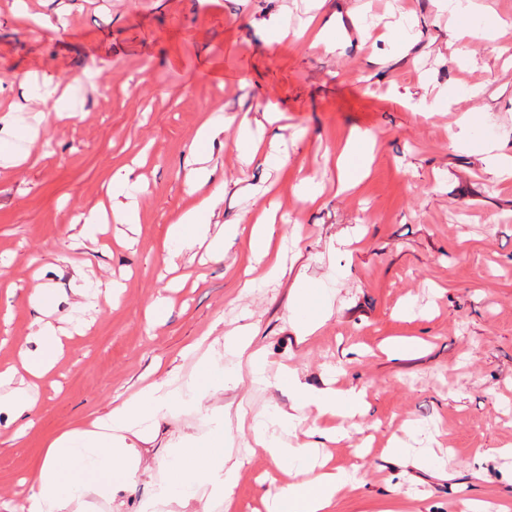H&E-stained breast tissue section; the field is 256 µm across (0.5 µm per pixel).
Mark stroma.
I'll return each mask as SVG.
<instances>
[{"label":"stroma","instance_id":"1","mask_svg":"<svg viewBox=\"0 0 512 512\" xmlns=\"http://www.w3.org/2000/svg\"><path fill=\"white\" fill-rule=\"evenodd\" d=\"M31 14L63 17L66 29L30 26L12 0H0V94L45 73L76 82L78 115L44 125L32 145L35 166L0 169V368L18 351L36 316L26 300L36 283L56 291L67 311L77 259L94 279L122 284L118 305L87 312L84 334L66 340L55 368L38 381L31 425L23 435L0 426V497L22 503L50 442L154 381L163 365L197 371L183 348L215 353L240 325L274 365L298 369L319 388L328 366L344 387L366 389L370 409L351 419V438L330 445L334 465L356 470V488L334 512H462L478 499L512 504V180L493 183L483 149L512 153V60L485 42L460 38L437 0H327L344 46L328 55L303 39L267 42L264 21L306 17L309 0H25ZM407 12L414 38L396 48L382 25ZM443 93L446 103L420 112L415 100ZM280 119L264 138L274 158L243 165L235 128L211 143L210 166L226 183L213 228L243 209L276 203L272 246H283V277H257L240 288L248 262L249 225L219 262L203 249L171 257L167 228L193 204L185 192L188 147L214 112ZM467 138L452 141L462 115ZM376 138L368 174L336 191V158L352 131ZM140 222L110 228L127 239L113 249L71 248V224L94 210L116 170L141 148ZM325 186L315 204L300 202V178ZM276 183L269 197L264 188ZM192 284L170 290L166 259ZM304 274L322 315L317 332L298 340L290 291ZM164 301L156 322L145 311ZM406 350L387 354L394 340ZM245 399L254 411L293 405L288 385L241 384L209 390L200 412L158 423L140 451L151 469L112 504L93 512H143L164 477L169 448L187 434H207L210 415ZM244 453L228 512H259L277 464L247 453L248 430L232 428ZM397 437L404 455L382 450ZM426 448L441 449L437 469L414 465Z\"/></svg>","mask_w":512,"mask_h":512}]
</instances>
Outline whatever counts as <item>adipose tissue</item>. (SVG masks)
I'll list each match as a JSON object with an SVG mask.
<instances>
[{
    "instance_id": "obj_1",
    "label": "adipose tissue",
    "mask_w": 512,
    "mask_h": 512,
    "mask_svg": "<svg viewBox=\"0 0 512 512\" xmlns=\"http://www.w3.org/2000/svg\"><path fill=\"white\" fill-rule=\"evenodd\" d=\"M42 84L49 93L36 97L34 90L24 89L23 99H38L42 109L41 122L74 118L76 111L68 93L61 90V79L44 75ZM20 108L18 102L0 98V166L20 167L28 164L30 154L16 148L17 141L33 140L36 126L18 127L13 119ZM192 168L187 192L194 198L191 208L171 222L167 235L178 251L205 247L215 259L223 258L226 246L234 244L239 227L251 225L248 250L255 262H266L267 275L275 279L283 275L279 260L271 259V237L266 211L256 210L240 215L237 222L224 225L212 233L209 218L224 199L223 183L215 181L212 169L200 153H192ZM70 280L74 299L61 323L50 321L54 307L49 299L53 291L39 284L27 296L37 317L30 325L24 346L19 350L23 371L7 368L0 371V416L7 422L27 428L34 408L31 382L46 373L63 352L64 340L84 324L82 314L91 301L111 305L118 301L120 286L111 280L91 281L82 274L80 265H72ZM250 326L244 325L225 334L224 349L218 355H204L202 362L213 386L233 389L242 380L255 386L288 383L302 400L313 407L316 423L305 426L304 419L282 408L258 414L250 413L244 402H237L234 415H217L215 425L204 437H189L171 449V461L164 480L166 490L155 503L166 506L172 502L195 498L201 482H208L212 499L230 502L242 461L234 456L229 438V421L247 425L252 445L271 456L291 478L288 486L266 489L263 502L267 512H332L339 493L353 483L347 471L330 467L315 476H308L307 463L313 452L308 444L290 443L283 439L287 430L306 429L309 436L336 442L347 435V418L365 413L367 392L363 389L338 388L333 384L315 389L308 387L297 369L281 364L270 366L252 351ZM204 391L197 377L169 374L152 382L112 407L105 415L87 426L74 429L55 439L46 458L28 489L21 512H66L68 506L84 508L94 501L112 502L120 488L144 471L143 459L135 445L136 439L152 434L160 416L173 410H201Z\"/></svg>"
}]
</instances>
